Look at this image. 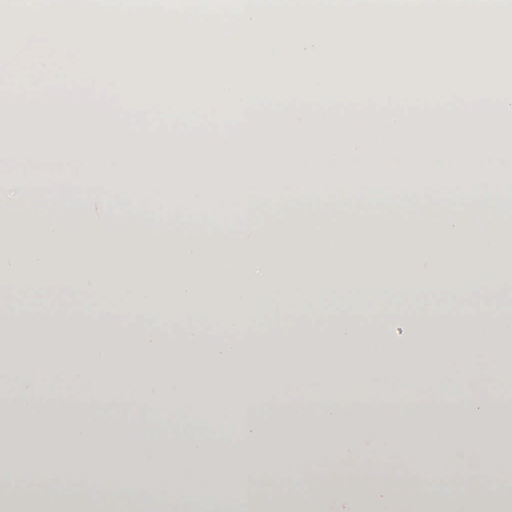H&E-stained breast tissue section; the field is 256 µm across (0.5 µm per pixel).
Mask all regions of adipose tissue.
Returning <instances> with one entry per match:
<instances>
[{"mask_svg":"<svg viewBox=\"0 0 512 512\" xmlns=\"http://www.w3.org/2000/svg\"><path fill=\"white\" fill-rule=\"evenodd\" d=\"M67 166L0 159V295L15 308L0 326V512H512L491 493L512 456L490 404L499 371L475 369L512 339L497 169L335 172L336 201L320 174L227 186L226 233L188 170ZM133 189L151 207L129 205ZM188 199L180 223H155ZM386 383L388 404L424 413L374 418L354 391ZM79 387L111 404L110 429L44 430L52 453L24 490L15 448ZM141 406L221 410L237 449L206 429L135 436L123 413ZM441 472L459 493L433 492Z\"/></svg>","mask_w":512,"mask_h":512,"instance_id":"1","label":"adipose tissue"}]
</instances>
